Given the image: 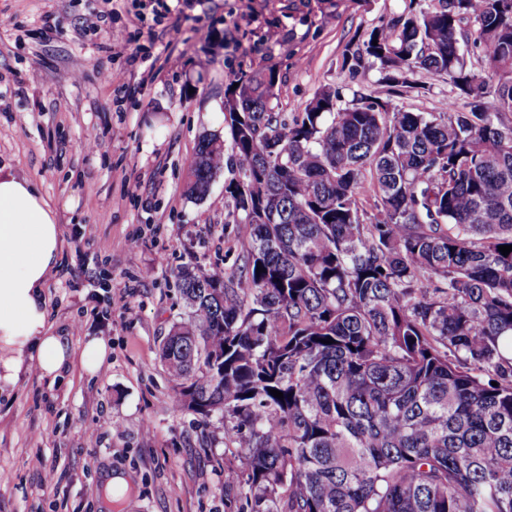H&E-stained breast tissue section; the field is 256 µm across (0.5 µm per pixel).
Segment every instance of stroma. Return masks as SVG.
Returning <instances> with one entry per match:
<instances>
[{
	"instance_id": "1",
	"label": "stroma",
	"mask_w": 512,
	"mask_h": 512,
	"mask_svg": "<svg viewBox=\"0 0 512 512\" xmlns=\"http://www.w3.org/2000/svg\"><path fill=\"white\" fill-rule=\"evenodd\" d=\"M409 0H0V170L35 184L64 240L45 292L52 331L111 353L87 374L27 371L0 396V512H227L224 426L181 409L159 344L182 310L186 266L232 273L248 247L224 198L183 192L199 137L224 131L234 76L273 69L275 111L324 85L344 101L380 93L350 79L347 45ZM100 31L87 29L92 13ZM124 499L105 500V476Z\"/></svg>"
}]
</instances>
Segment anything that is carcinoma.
Returning a JSON list of instances; mask_svg holds the SVG:
<instances>
[{"label": "carcinoma", "mask_w": 512, "mask_h": 512, "mask_svg": "<svg viewBox=\"0 0 512 512\" xmlns=\"http://www.w3.org/2000/svg\"><path fill=\"white\" fill-rule=\"evenodd\" d=\"M432 2L345 49L384 95L325 86L288 117L275 71H242L229 138L188 164L191 200L234 168L249 242L227 277L178 272L160 345L240 462L228 512H512V0ZM421 71L452 86L439 112L394 104Z\"/></svg>", "instance_id": "carcinoma-1"}]
</instances>
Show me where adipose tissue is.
<instances>
[{
    "label": "adipose tissue",
    "instance_id": "adipose-tissue-1",
    "mask_svg": "<svg viewBox=\"0 0 512 512\" xmlns=\"http://www.w3.org/2000/svg\"><path fill=\"white\" fill-rule=\"evenodd\" d=\"M61 249L54 212L37 188L0 174V392L17 385L28 361L54 379L73 358L92 374L108 357L107 343L96 337L73 355L48 325L45 285Z\"/></svg>",
    "mask_w": 512,
    "mask_h": 512
}]
</instances>
